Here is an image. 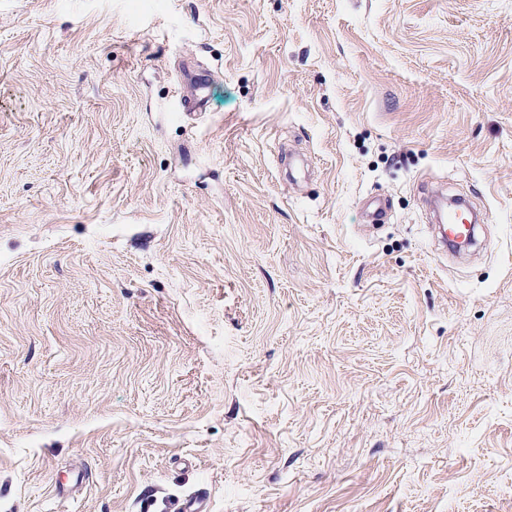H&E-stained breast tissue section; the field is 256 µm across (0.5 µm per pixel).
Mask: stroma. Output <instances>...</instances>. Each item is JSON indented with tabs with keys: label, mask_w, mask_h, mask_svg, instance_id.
<instances>
[{
	"label": "stroma",
	"mask_w": 512,
	"mask_h": 512,
	"mask_svg": "<svg viewBox=\"0 0 512 512\" xmlns=\"http://www.w3.org/2000/svg\"><path fill=\"white\" fill-rule=\"evenodd\" d=\"M193 496L512 512V0H0V512Z\"/></svg>",
	"instance_id": "1"
}]
</instances>
